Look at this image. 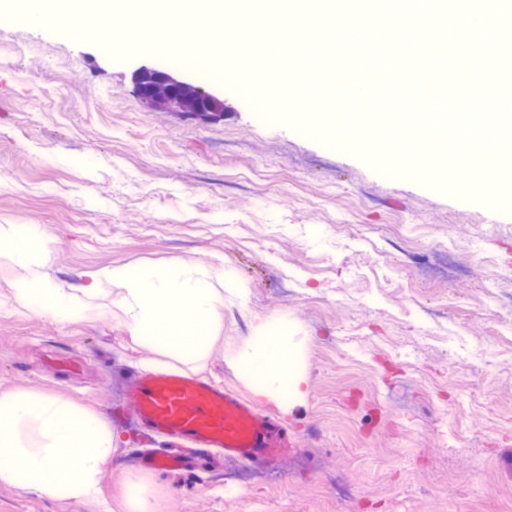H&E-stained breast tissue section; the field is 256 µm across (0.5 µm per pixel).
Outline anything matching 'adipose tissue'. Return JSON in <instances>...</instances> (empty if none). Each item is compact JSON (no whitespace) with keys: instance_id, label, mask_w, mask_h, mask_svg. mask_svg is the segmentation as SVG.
<instances>
[{"instance_id":"ef3b65f1","label":"adipose tissue","mask_w":512,"mask_h":512,"mask_svg":"<svg viewBox=\"0 0 512 512\" xmlns=\"http://www.w3.org/2000/svg\"><path fill=\"white\" fill-rule=\"evenodd\" d=\"M52 253L48 237L27 238L16 225L0 224V259L20 269L10 288L14 306L37 304L61 316L120 320L130 335L149 339L164 356L185 365L204 359L214 342L213 321L224 304L215 269L186 263L172 272L127 266L93 268L81 288L68 292L46 273ZM169 329L158 332L159 313ZM260 383L256 394L277 404L282 396L303 402L307 377L293 337L269 316H255L253 334L237 354ZM119 437L97 415L37 392L0 393V483L25 477V488L39 495L83 502L103 501L101 475Z\"/></svg>"}]
</instances>
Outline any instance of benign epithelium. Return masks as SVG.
I'll list each match as a JSON object with an SVG mask.
<instances>
[{
	"instance_id": "obj_1",
	"label": "benign epithelium",
	"mask_w": 512,
	"mask_h": 512,
	"mask_svg": "<svg viewBox=\"0 0 512 512\" xmlns=\"http://www.w3.org/2000/svg\"><path fill=\"white\" fill-rule=\"evenodd\" d=\"M134 88L142 103L168 112L184 111V99H196L194 114L215 119L224 112V102L210 92L185 82L167 71L141 66L133 75Z\"/></svg>"
}]
</instances>
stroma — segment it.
<instances>
[{
  "label": "stroma",
  "mask_w": 512,
  "mask_h": 512,
  "mask_svg": "<svg viewBox=\"0 0 512 512\" xmlns=\"http://www.w3.org/2000/svg\"><path fill=\"white\" fill-rule=\"evenodd\" d=\"M224 102V116L147 107L141 66ZM172 52L120 59L0 10V224L53 240L49 275L215 263L224 347L195 370L114 319L0 308V391L34 390L95 413L124 438L103 487L146 475L157 512H512V212L380 171L273 120L239 77ZM282 320L307 399L278 413L275 467L216 454L144 469L125 401L135 372H194L247 401L233 364L251 317ZM467 353H460V346ZM0 484V512H96Z\"/></svg>",
  "instance_id": "stroma-1"
}]
</instances>
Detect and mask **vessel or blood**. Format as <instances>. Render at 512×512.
I'll return each mask as SVG.
<instances>
[{"instance_id":"b4317fda","label":"vessel or blood","mask_w":512,"mask_h":512,"mask_svg":"<svg viewBox=\"0 0 512 512\" xmlns=\"http://www.w3.org/2000/svg\"><path fill=\"white\" fill-rule=\"evenodd\" d=\"M128 399L145 428L248 462H277L283 428L237 394L190 375L135 376Z\"/></svg>"}]
</instances>
